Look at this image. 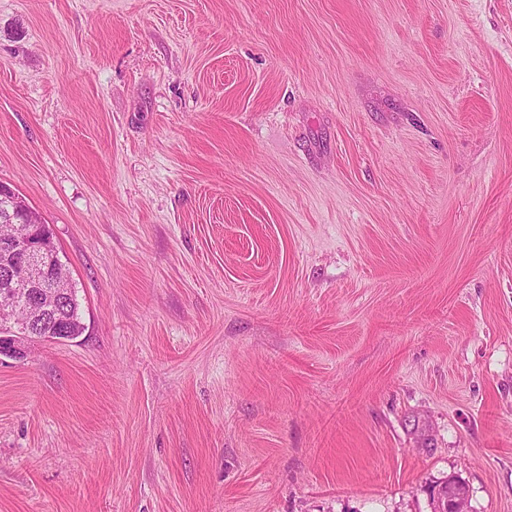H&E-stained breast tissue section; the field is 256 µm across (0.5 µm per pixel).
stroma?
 <instances>
[{
	"label": "stroma",
	"mask_w": 512,
	"mask_h": 512,
	"mask_svg": "<svg viewBox=\"0 0 512 512\" xmlns=\"http://www.w3.org/2000/svg\"><path fill=\"white\" fill-rule=\"evenodd\" d=\"M0 182V512H512V0H0ZM33 222L34 218L27 229L28 222L18 218L13 223L18 224L16 232H26L17 239L0 241L4 255V286L0 294V356L18 361H24L35 343L70 341L79 337L73 335L81 336L84 331L79 321V303L74 296L72 303L67 304V320L49 315L40 327L43 336H34L37 332L32 328L35 320L48 311L58 310L67 296L64 289L71 288L72 282L69 274L64 279L60 278V274L67 271L66 265L58 260L54 264L49 257L53 249L52 236L39 222ZM18 297L23 299L21 307L36 311V315L26 323H19L15 318ZM433 498L434 505L432 512H446L448 510V501H450V507L453 512H464L465 506L468 503V497L463 491L455 490V493L452 494L449 488L447 494L444 488L439 487L437 491L434 492Z\"/></svg>",
	"instance_id": "1"
}]
</instances>
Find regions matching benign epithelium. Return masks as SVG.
<instances>
[{
  "label": "benign epithelium",
  "mask_w": 512,
  "mask_h": 512,
  "mask_svg": "<svg viewBox=\"0 0 512 512\" xmlns=\"http://www.w3.org/2000/svg\"><path fill=\"white\" fill-rule=\"evenodd\" d=\"M53 238L47 229L36 222L14 240L0 242L4 255L3 288L0 289V356L18 361L24 360L32 345L43 342H65L70 336H38L32 328L36 319L51 310H58L71 287L70 277L60 278L67 271L66 265L53 263L50 252ZM22 298V307L36 311L28 322L19 323L15 318L16 298ZM467 495L462 491L449 493L440 487L434 492L432 512H465Z\"/></svg>",
  "instance_id": "obj_1"
}]
</instances>
